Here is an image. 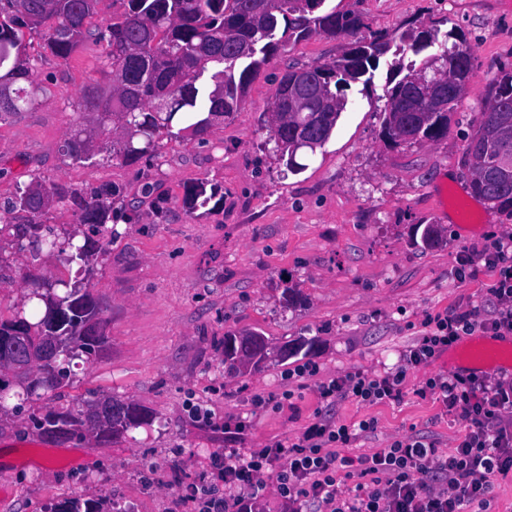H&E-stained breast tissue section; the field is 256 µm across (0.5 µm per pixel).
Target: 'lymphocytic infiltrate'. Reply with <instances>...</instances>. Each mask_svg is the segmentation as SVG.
<instances>
[{"label":"lymphocytic infiltrate","instance_id":"f902f5d3","mask_svg":"<svg viewBox=\"0 0 512 512\" xmlns=\"http://www.w3.org/2000/svg\"><path fill=\"white\" fill-rule=\"evenodd\" d=\"M482 258L496 276L491 290L496 318L480 320L474 306L434 318L433 330L402 353L404 366L431 362L478 330L512 335V236L491 238ZM289 376L313 382L328 406L345 398L373 405L402 396L399 371L325 377L319 367L302 364ZM416 394L437 396L462 422L464 434L456 448L443 452L410 436L350 457L344 448L374 432L375 421L352 427L321 418L293 439L247 454L226 449L213 484L199 491L203 512H242L243 496L263 491L262 477L269 471L275 472L290 512L311 506L317 512H492L496 481L512 475V373L439 375L423 382ZM350 474L357 481L347 489L343 483Z\"/></svg>","mask_w":512,"mask_h":512}]
</instances>
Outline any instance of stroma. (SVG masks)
<instances>
[{
  "label": "stroma",
  "instance_id": "35a3bbf8",
  "mask_svg": "<svg viewBox=\"0 0 512 512\" xmlns=\"http://www.w3.org/2000/svg\"><path fill=\"white\" fill-rule=\"evenodd\" d=\"M332 4L361 14L366 36L436 21L465 36L472 77L446 138L397 146L382 139L383 63L372 87L348 90L347 112L307 168L285 171L264 146L261 118L287 65L329 63L348 48L347 40L316 36L287 47L238 111L204 139L163 138L156 159L131 166L75 163L63 155L78 120L71 105L88 83L104 80V48L89 43L63 60L32 39L28 51L46 91L31 111L0 116V201L38 179L82 190L109 185L136 211L131 221L113 218L112 240L89 274L108 344L99 359L73 367L53 404L112 392L156 419L113 442H55L28 420L42 401L0 416V512H49L69 498L103 502L107 512H198L196 489L211 482L225 449L246 452L298 437L321 416L347 425L376 419V431L350 448L353 456L405 436L445 451L458 444L462 423L445 415L436 397L415 394L426 378L450 373L447 356L407 368L401 401L373 406L350 399L325 406L313 383H290L283 374L313 362L328 376L379 375L399 367L427 317L473 305L482 318H494L495 275L479 255L491 236L512 234V206L472 197L462 154L488 84L500 68L512 69V0ZM197 185L213 197L191 213L183 198ZM428 224L443 232L432 247L420 239ZM465 252L473 261L462 279ZM57 266L45 255L9 257L0 264V308L19 303L26 269L50 276ZM287 287L299 304L285 306ZM242 330L277 347L306 338L314 348L246 375L225 373L224 335ZM287 389L294 393L287 403L252 404L254 395ZM196 406L210 412V422L194 418ZM241 417L250 426L231 439L224 426Z\"/></svg>",
  "mask_w": 512,
  "mask_h": 512
}]
</instances>
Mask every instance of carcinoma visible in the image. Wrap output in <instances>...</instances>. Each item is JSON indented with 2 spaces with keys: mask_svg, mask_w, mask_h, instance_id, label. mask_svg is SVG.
<instances>
[{
  "mask_svg": "<svg viewBox=\"0 0 512 512\" xmlns=\"http://www.w3.org/2000/svg\"><path fill=\"white\" fill-rule=\"evenodd\" d=\"M97 0H0V80L9 95L0 98V113L24 112L44 87L34 78V64L22 43L26 28L36 33L43 49L68 58L85 42L106 46L104 73L109 84L90 83L73 104L79 122L63 145L76 163L121 161L134 165L158 156L160 140L172 129L194 137L238 110L249 86L290 44L314 36L346 38L349 48L330 63L285 69L263 114L275 159L291 174L329 141L349 100L351 84L373 81L380 59L392 56L383 87L382 134L395 143L423 144L448 134V121L472 77L471 53L458 34L432 25L401 33L358 37L364 22L355 12H340L331 0H117L121 10L91 28ZM453 91L440 108L427 103L411 109L416 82L432 74L433 65ZM512 157V70L501 69L488 86L485 104L473 122L464 150L472 172L471 193L485 201L512 205V171L502 160ZM127 209L120 192L108 185L84 192L64 185L46 188L33 181L17 189L6 213L29 214L28 223L14 224L0 216V237L10 239L18 253L33 256L64 253L63 269L53 277L28 271L23 302L8 317L0 315V359L22 355L14 337L42 339L64 336L67 351L41 365L31 379L13 383L0 377V412L8 401L21 408L34 396L56 394L70 378L72 362L88 361L106 344L104 310L82 277L92 257L105 254L107 227L115 205ZM60 206L89 227L82 234L62 233L41 221L43 212ZM313 342L299 339L274 349L261 333L243 330L224 334V370L244 375L275 356L284 361ZM50 429L47 439L91 435L101 441L120 438L129 429L149 425L153 414L118 396L93 394L76 409L53 408L31 415ZM98 501L67 499L51 512H102Z\"/></svg>",
  "mask_w": 512,
  "mask_h": 512,
  "instance_id": "obj_1",
  "label": "carcinoma"
}]
</instances>
